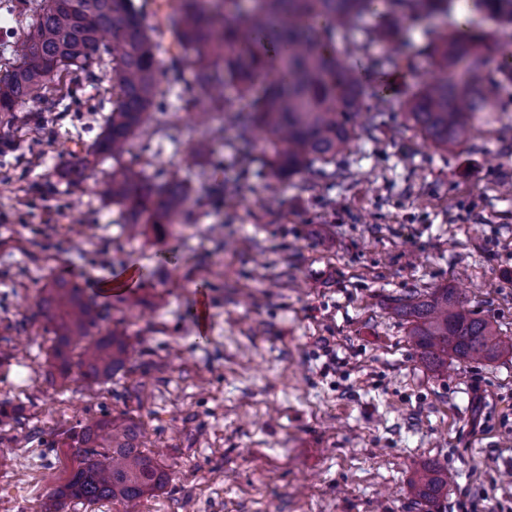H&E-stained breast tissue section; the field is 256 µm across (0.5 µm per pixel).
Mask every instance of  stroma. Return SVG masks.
<instances>
[{
  "label": "stroma",
  "mask_w": 512,
  "mask_h": 512,
  "mask_svg": "<svg viewBox=\"0 0 512 512\" xmlns=\"http://www.w3.org/2000/svg\"><path fill=\"white\" fill-rule=\"evenodd\" d=\"M428 20L408 23L388 79L391 119L356 135L345 176L271 178L233 150L187 168L199 140L181 82L132 139L152 169L185 181L180 237L128 236L102 193L114 165L81 190L60 172L85 152L112 109V63L82 76L76 99L49 91L0 124V512H48L69 472V428L109 412L141 422L170 473L140 512H512V354L431 370L394 308L455 288L467 310L512 340V104L467 142L435 146L407 127L409 92L434 79L419 53ZM224 195L198 204L202 185ZM140 303L100 294L128 267ZM128 319L134 352L112 382L62 389L46 379L51 326L38 316L52 269ZM439 468L448 494L426 509L411 481Z\"/></svg>",
  "instance_id": "35a3bbf8"
}]
</instances>
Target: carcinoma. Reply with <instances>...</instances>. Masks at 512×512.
<instances>
[{
  "label": "carcinoma",
  "instance_id": "carcinoma-1",
  "mask_svg": "<svg viewBox=\"0 0 512 512\" xmlns=\"http://www.w3.org/2000/svg\"><path fill=\"white\" fill-rule=\"evenodd\" d=\"M378 15L382 22L367 24ZM419 16L451 30L426 39L421 51L441 72L433 83L412 92L406 102L410 128L436 146L448 148L468 140L471 119L496 112L499 93L512 87V61L489 69L487 39L478 20L512 24V0H178L165 16L177 52L170 59L169 81H181V65L196 70L211 101L224 100V88L251 94L268 71L279 77L266 85L247 111L223 113V125L204 134L224 140L238 155H248L260 130L272 150V176L291 177L319 164L336 165L356 131L370 133L386 123L385 113L363 111L365 98L385 99L388 85L363 84L358 68L336 53L333 37L347 43L362 39L367 50L388 43L400 25ZM112 57L116 105L93 144L94 160L78 157L61 175L72 185L89 177L96 160L120 159L130 152L136 131L158 107L157 44L143 8L133 0H42L37 18L18 37L19 64L0 75V113L7 116L43 98L49 85L63 90L96 56ZM38 58L36 68L30 60ZM403 58L388 51L378 61L380 74L402 68ZM487 72V86L480 74ZM232 130L233 138L224 137ZM104 195L122 208L125 223L149 224L167 233L180 223L186 193L183 183L163 180L144 167L112 169ZM79 275L70 269L51 274L39 291L38 309L50 323L53 344L49 378L62 387L112 380L126 366L128 327L112 323L107 310L85 295ZM396 311L410 324L409 336L434 370L457 358L491 361L512 351L498 329L464 309L453 288H438L424 298H405ZM76 449L68 476L52 492V506L117 502L124 512H138L141 501L163 490L170 475L145 446L142 424L124 413L107 414L68 432L61 441ZM446 481L425 467L413 480L418 503L435 505Z\"/></svg>",
  "mask_w": 512,
  "mask_h": 512
}]
</instances>
